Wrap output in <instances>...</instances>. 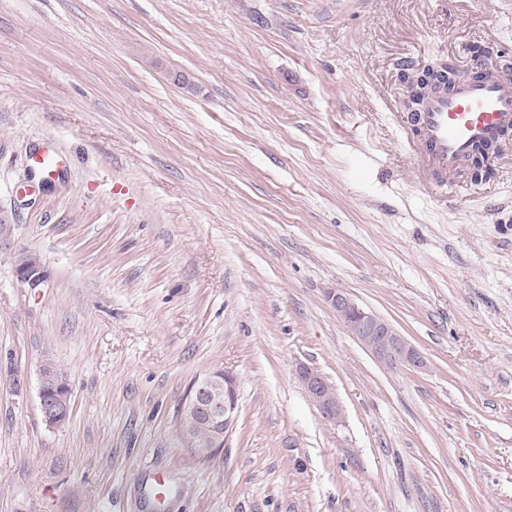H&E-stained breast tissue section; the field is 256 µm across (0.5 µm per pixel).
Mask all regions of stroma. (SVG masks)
<instances>
[{
	"label": "stroma",
	"instance_id": "obj_1",
	"mask_svg": "<svg viewBox=\"0 0 512 512\" xmlns=\"http://www.w3.org/2000/svg\"><path fill=\"white\" fill-rule=\"evenodd\" d=\"M486 59L505 0H0V512H512V147L425 187L403 132L404 74ZM336 290L426 368L378 363ZM218 369L202 460L181 411ZM17 275L20 281L30 288L39 287L44 280V270L39 257L18 255ZM47 358L45 361L51 366L55 381L57 382L55 390L48 391L47 397L53 399L67 398L71 394L69 376L63 372L51 357L47 356ZM37 377L39 405L43 420L50 427L61 426L69 417L71 398H68L64 405L49 400L46 398V389L50 386L48 381H52L51 378L45 373L43 367L37 369ZM297 375L309 400L319 409L323 417L334 424L342 422L344 407L329 378L317 369L306 365L299 366ZM236 416V393L233 377L219 370L194 381L183 405L181 428L188 447L201 458L208 459L224 446V437L233 427ZM206 425V436L198 429ZM198 448H206L204 456Z\"/></svg>",
	"mask_w": 512,
	"mask_h": 512
}]
</instances>
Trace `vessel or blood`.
Masks as SVG:
<instances>
[{"label":"vessel or blood","mask_w":512,"mask_h":512,"mask_svg":"<svg viewBox=\"0 0 512 512\" xmlns=\"http://www.w3.org/2000/svg\"><path fill=\"white\" fill-rule=\"evenodd\" d=\"M483 76L431 93L416 119L415 161L433 178L458 172L478 148L512 130V77L490 60Z\"/></svg>","instance_id":"vessel-or-blood-1"}]
</instances>
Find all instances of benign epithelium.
Listing matches in <instances>:
<instances>
[{"instance_id": "7a95c632", "label": "benign epithelium", "mask_w": 512, "mask_h": 512, "mask_svg": "<svg viewBox=\"0 0 512 512\" xmlns=\"http://www.w3.org/2000/svg\"><path fill=\"white\" fill-rule=\"evenodd\" d=\"M461 79L470 75L467 70L446 62L430 64L422 71L403 76L406 94L403 105L408 112H417L432 88L438 74ZM17 275L30 288L39 287L44 280L40 258L18 255ZM336 314L344 322L350 335L379 363L390 369L411 367L422 369L425 360L397 329L380 316L360 307L348 293L338 290L329 296ZM298 379L309 400L323 417L334 424L344 417V407L333 383L315 368L301 365ZM40 411L45 423L58 427L69 417L71 402L61 405L46 398L50 377L43 368L37 369ZM236 416V393L233 377L226 371L210 372L196 379L183 405L181 428L193 453L205 449L204 458L212 457L224 447V437L233 427Z\"/></svg>"}]
</instances>
